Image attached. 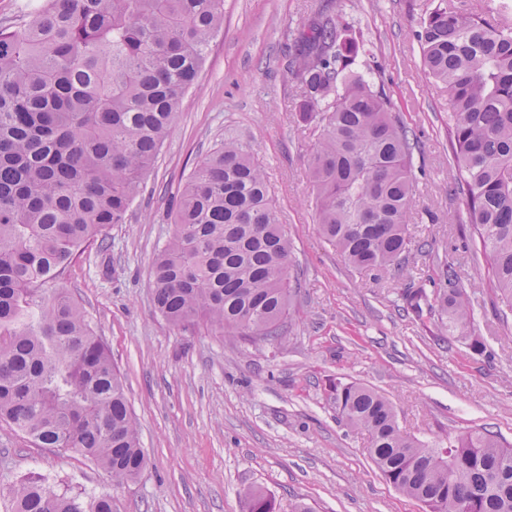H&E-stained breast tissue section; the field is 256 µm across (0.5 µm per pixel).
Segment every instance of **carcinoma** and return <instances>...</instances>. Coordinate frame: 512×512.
Masks as SVG:
<instances>
[{"label": "carcinoma", "instance_id": "obj_1", "mask_svg": "<svg viewBox=\"0 0 512 512\" xmlns=\"http://www.w3.org/2000/svg\"><path fill=\"white\" fill-rule=\"evenodd\" d=\"M512 0L468 13L436 0L415 38L453 116L448 142L466 223L492 260L500 315H512ZM224 25V0H46L0 24V420L41 448L95 460L123 485L146 467L137 423L109 348L58 286L83 246L128 210L168 137L183 95ZM290 66L299 123L316 133L308 161L315 222L345 262L386 273L412 244L414 139L384 88L355 72L365 53L342 14L297 31ZM291 242L252 149L234 138L196 164L179 190L174 231L152 264L153 303L172 326L203 321L258 344L291 319ZM410 285L405 309L435 311L467 338L473 300L454 265ZM346 426L395 490L428 512H512V446L467 433L425 445L393 404L357 383L330 387ZM13 512H115L39 479L9 488ZM247 512H276L244 491Z\"/></svg>", "mask_w": 512, "mask_h": 512}]
</instances>
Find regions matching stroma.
<instances>
[{
    "label": "stroma",
    "mask_w": 512,
    "mask_h": 512,
    "mask_svg": "<svg viewBox=\"0 0 512 512\" xmlns=\"http://www.w3.org/2000/svg\"><path fill=\"white\" fill-rule=\"evenodd\" d=\"M365 42L360 72L382 79L416 142L421 177L407 265L435 274L454 263L482 296L472 333L482 351L449 341L436 319L403 312L397 270L361 274L318 236L307 159L316 138L295 117L298 83L284 67L286 34L340 0H224V28L125 223L86 245L61 284L108 344L148 465L113 485L93 460L36 447L0 421V512L20 478L54 476L86 494L111 492L116 512H246L254 487L276 512H426L386 483L365 433L341 423L331 383H359L394 404L400 428L431 444L490 430L512 444V320L500 321L490 258L463 222L466 199L448 144V98L427 80L413 35L430 0H356ZM233 136L262 163L292 244L293 317L282 338L255 346L205 323L171 327L153 304L150 265L173 229L174 194L196 162Z\"/></svg>",
    "instance_id": "stroma-1"
}]
</instances>
